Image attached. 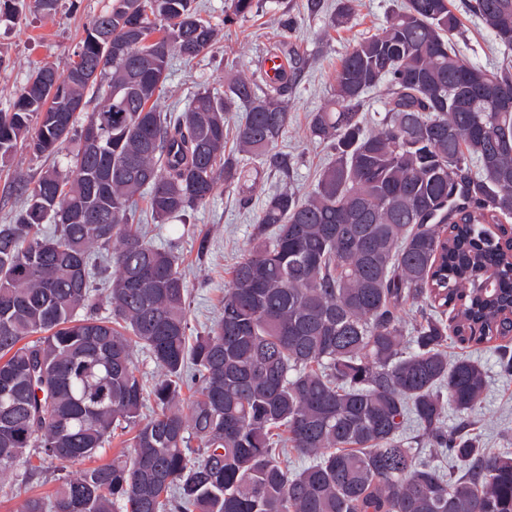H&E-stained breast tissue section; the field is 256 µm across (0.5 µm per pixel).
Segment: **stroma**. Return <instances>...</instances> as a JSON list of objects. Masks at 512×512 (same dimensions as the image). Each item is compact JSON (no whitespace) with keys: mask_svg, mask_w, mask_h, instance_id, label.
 I'll use <instances>...</instances> for the list:
<instances>
[{"mask_svg":"<svg viewBox=\"0 0 512 512\" xmlns=\"http://www.w3.org/2000/svg\"><path fill=\"white\" fill-rule=\"evenodd\" d=\"M400 2L356 0L354 19L336 26L330 19L336 0H325V11L317 16L307 12L306 0H274L263 13L228 28L224 25L225 0H197L203 17L221 28L222 37L212 52L192 62L173 59L157 101L160 110L185 107L200 88L223 89L224 76L231 71L252 77L257 91L265 92V85L259 81L260 62L273 51L286 15L294 23L293 42L308 56L310 66L288 95L291 120L278 145L279 150L296 159L291 175L285 177L269 169L260 171L249 207H242L238 189L221 188L186 221L152 227L154 242L172 245L178 256L188 288L190 335L205 331L220 315L232 268L243 256L252 235L253 210L262 205L268 194L280 189L289 188L302 195L314 190L330 150L310 140V115L328 103L348 48L374 34L390 9ZM452 3L462 22L458 44L463 57L486 68L498 65L502 55L492 36L467 13L463 0ZM112 4L113 0H59L56 10L49 14L40 9L37 0H9L0 6V55L7 59L6 67L0 68V111L10 109L35 66L50 64L59 72H66L86 24ZM74 148V143L62 144L49 158L21 150L0 165V224L11 222L22 206L16 190L18 180L34 181L51 165L65 167ZM474 356L483 366L489 385L478 415L471 420V430L489 451L512 452V376L501 373L494 348L479 347Z\"/></svg>","mask_w":512,"mask_h":512,"instance_id":"35a3bbf8","label":"stroma"}]
</instances>
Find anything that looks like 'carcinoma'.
I'll return each instance as SVG.
<instances>
[{"instance_id":"cac0c4a2","label":"carcinoma","mask_w":512,"mask_h":512,"mask_svg":"<svg viewBox=\"0 0 512 512\" xmlns=\"http://www.w3.org/2000/svg\"><path fill=\"white\" fill-rule=\"evenodd\" d=\"M266 2L228 0L224 25ZM467 8L506 63L462 58L450 0H406L353 44L309 121L331 161L309 195L264 200L221 316L193 338L177 257L148 226L238 186L246 158L290 173L277 145L308 58L283 39L268 93L237 73L161 112L172 59L209 52L217 29L195 0H116L67 71L30 75L0 112V161L20 145L76 148L69 167L23 185L24 207L0 224V478L132 437L22 512H512V453L468 430L485 371L445 351L450 336H512V0ZM354 14L336 0L335 22ZM90 94L99 103L78 126L68 107ZM97 280L110 282L109 317ZM136 347L162 379L137 374ZM290 450L304 464L288 467Z\"/></svg>"}]
</instances>
